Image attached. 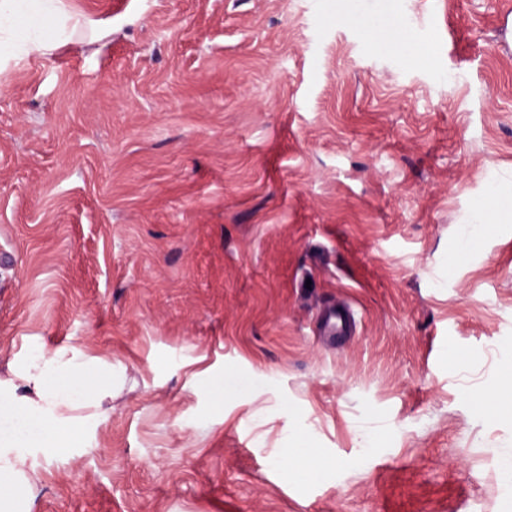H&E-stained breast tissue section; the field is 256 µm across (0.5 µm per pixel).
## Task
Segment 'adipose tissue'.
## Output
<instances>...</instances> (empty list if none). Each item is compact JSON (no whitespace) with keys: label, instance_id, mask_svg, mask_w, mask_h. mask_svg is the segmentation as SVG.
<instances>
[{"label":"adipose tissue","instance_id":"1","mask_svg":"<svg viewBox=\"0 0 512 512\" xmlns=\"http://www.w3.org/2000/svg\"><path fill=\"white\" fill-rule=\"evenodd\" d=\"M80 17L65 0H0V63L42 57ZM112 361L69 345L9 361L0 373V512H29L42 481L29 457L79 447L108 418Z\"/></svg>","mask_w":512,"mask_h":512}]
</instances>
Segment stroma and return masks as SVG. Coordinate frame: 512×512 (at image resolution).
<instances>
[{
  "label": "stroma",
  "instance_id": "1",
  "mask_svg": "<svg viewBox=\"0 0 512 512\" xmlns=\"http://www.w3.org/2000/svg\"><path fill=\"white\" fill-rule=\"evenodd\" d=\"M68 6L0 69V348L121 389L31 512H512V0Z\"/></svg>",
  "mask_w": 512,
  "mask_h": 512
}]
</instances>
